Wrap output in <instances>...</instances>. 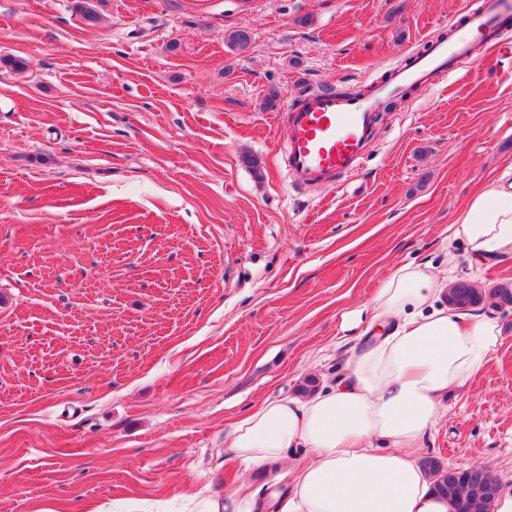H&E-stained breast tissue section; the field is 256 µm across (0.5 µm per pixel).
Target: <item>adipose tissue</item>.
Instances as JSON below:
<instances>
[{
    "label": "adipose tissue",
    "instance_id": "obj_1",
    "mask_svg": "<svg viewBox=\"0 0 512 512\" xmlns=\"http://www.w3.org/2000/svg\"><path fill=\"white\" fill-rule=\"evenodd\" d=\"M470 262L512 253V182L470 198L449 236ZM372 339L346 375L304 399H267L230 439L253 468H286V493L232 491L202 512H454L415 462L441 397L486 368L502 328L487 312H456L427 262L398 266L369 307Z\"/></svg>",
    "mask_w": 512,
    "mask_h": 512
}]
</instances>
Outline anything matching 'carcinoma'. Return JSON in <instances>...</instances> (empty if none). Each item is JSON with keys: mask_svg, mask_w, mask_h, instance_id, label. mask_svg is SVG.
I'll return each instance as SVG.
<instances>
[{"mask_svg": "<svg viewBox=\"0 0 512 512\" xmlns=\"http://www.w3.org/2000/svg\"><path fill=\"white\" fill-rule=\"evenodd\" d=\"M225 40L238 52L247 51L252 44L251 35L245 29L230 32ZM491 297L512 305V286L506 283L482 290L468 281H458L448 288L445 301L452 309L465 311L486 304ZM423 467L433 477L435 489L453 502L454 512H491L501 483L488 466L445 467L436 458L429 457L423 460Z\"/></svg>", "mask_w": 512, "mask_h": 512, "instance_id": "obj_1", "label": "carcinoma"}]
</instances>
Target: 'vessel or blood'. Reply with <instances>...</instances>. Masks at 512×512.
Wrapping results in <instances>:
<instances>
[{
  "mask_svg": "<svg viewBox=\"0 0 512 512\" xmlns=\"http://www.w3.org/2000/svg\"><path fill=\"white\" fill-rule=\"evenodd\" d=\"M511 20L512 0H483L467 16L469 37L439 41L427 53L411 56L371 94L333 90L304 94L288 113L284 161L292 182L311 189L355 174L372 139L378 99L431 84L440 74L455 75L460 59L472 56L476 46L497 43L501 29Z\"/></svg>",
  "mask_w": 512,
  "mask_h": 512,
  "instance_id": "b4317fda",
  "label": "vessel or blood"
}]
</instances>
